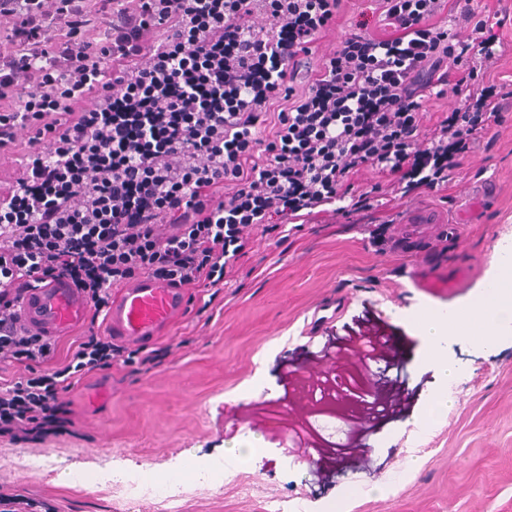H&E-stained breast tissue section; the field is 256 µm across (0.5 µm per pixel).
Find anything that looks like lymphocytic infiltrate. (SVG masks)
I'll use <instances>...</instances> for the list:
<instances>
[{"mask_svg":"<svg viewBox=\"0 0 512 512\" xmlns=\"http://www.w3.org/2000/svg\"><path fill=\"white\" fill-rule=\"evenodd\" d=\"M0 0V151L24 150L14 191L0 194V439L46 440L71 421V394L117 363L156 366L164 348L114 343L99 319L114 288L142 272L187 288H220L245 255L247 231L324 206L369 207L354 177H385V195L439 191L495 123L501 90L451 42L472 32L495 56L497 12L484 0H382L393 33L341 36L335 56L292 98L287 66L333 33L344 0ZM160 27L171 41L152 47ZM151 62L140 66L141 56ZM466 91L417 137L435 90ZM291 98L273 121L277 99ZM34 131L19 145L15 130ZM45 277L89 295L86 333L65 361L55 339L20 322L19 301ZM384 364L391 402L357 392L369 423L395 414L409 392L389 337L357 338Z\"/></svg>","mask_w":512,"mask_h":512,"instance_id":"lymphocytic-infiltrate-1","label":"lymphocytic infiltrate"}]
</instances>
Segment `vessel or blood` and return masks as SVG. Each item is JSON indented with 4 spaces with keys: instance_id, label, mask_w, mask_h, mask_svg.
<instances>
[{
    "instance_id": "1",
    "label": "vessel or blood",
    "mask_w": 512,
    "mask_h": 512,
    "mask_svg": "<svg viewBox=\"0 0 512 512\" xmlns=\"http://www.w3.org/2000/svg\"><path fill=\"white\" fill-rule=\"evenodd\" d=\"M186 304L185 289L149 273L138 274L113 293L106 312L107 333L116 341L145 343L180 317ZM20 307L33 331L66 336L84 324L89 299L67 279H46L27 293Z\"/></svg>"
}]
</instances>
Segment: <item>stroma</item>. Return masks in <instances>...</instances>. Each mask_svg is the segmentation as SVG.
Segmentation results:
<instances>
[{
	"label": "stroma",
	"mask_w": 512,
	"mask_h": 512,
	"mask_svg": "<svg viewBox=\"0 0 512 512\" xmlns=\"http://www.w3.org/2000/svg\"><path fill=\"white\" fill-rule=\"evenodd\" d=\"M502 48L483 64L505 93L489 147L467 154L448 188L375 201L352 219L331 212L298 219L284 232L249 234L245 256L227 285L189 289L182 319L153 340L170 346L149 372L133 365L84 381L71 396L68 432L42 444L0 441V487L45 499L57 512H157L127 504L104 487L65 485L59 476L18 467V458L50 456L58 467L87 472L104 463L175 472L249 448L246 462L216 485L190 490L179 512H263L264 500H305L306 512H512V338L448 336L430 349L416 319L440 308H465L495 275L512 243V0L500 13ZM435 221L414 224L413 213ZM460 287L448 281L459 269ZM435 277L436 287H418ZM335 304L330 319L319 317ZM372 323L403 345L416 395L397 418L369 436L363 468L330 455L313 463L281 454L291 426L308 421L330 441L358 414L350 399L313 404L316 363L285 376L297 347L318 350L327 335L352 336ZM457 368L441 383L434 360ZM446 396L423 450L407 444L433 396ZM260 497L242 493L241 483Z\"/></svg>",
	"instance_id": "1"
}]
</instances>
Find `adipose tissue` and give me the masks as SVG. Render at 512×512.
<instances>
[{"mask_svg":"<svg viewBox=\"0 0 512 512\" xmlns=\"http://www.w3.org/2000/svg\"><path fill=\"white\" fill-rule=\"evenodd\" d=\"M460 335L488 338L512 335V259L507 260L475 296L469 306L455 312ZM423 335L431 347H439L449 330L440 318L432 316L422 323Z\"/></svg>","mask_w":512,"mask_h":512,"instance_id":"adipose-tissue-1","label":"adipose tissue"}]
</instances>
